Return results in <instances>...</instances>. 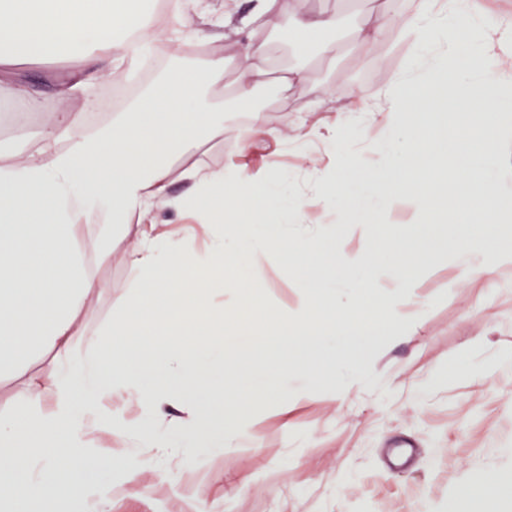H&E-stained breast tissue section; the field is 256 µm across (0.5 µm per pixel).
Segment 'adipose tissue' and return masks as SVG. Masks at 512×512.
<instances>
[{"label":"adipose tissue","mask_w":512,"mask_h":512,"mask_svg":"<svg viewBox=\"0 0 512 512\" xmlns=\"http://www.w3.org/2000/svg\"><path fill=\"white\" fill-rule=\"evenodd\" d=\"M432 2L411 0L402 16L358 29L362 47L391 30L411 40L413 67L426 78L394 76L373 105L347 91L344 111L385 113L381 159L367 194H353L363 171L349 136L334 140L323 200L358 227L369 224L376 199L408 205L410 224L483 207L494 248H480L466 233L434 244L438 253L455 250L465 274L480 279L512 264V196L484 176L498 149L496 116L471 113L475 97L496 104L512 84V18L476 15L470 0H447L442 12ZM164 15L162 23L150 18L144 0H0V40L8 43L0 65L79 56L86 71L61 93L87 100L101 78L96 58L132 67L156 45L180 51L197 40L184 0H166ZM334 25L328 16L291 14L282 34L332 55L336 46L322 35ZM223 79L222 55L177 60L110 124L90 130L75 113H60L27 155L0 168V365L14 369L24 356L50 354L31 380L29 403L0 419V504L8 512H51L58 501L82 499L87 443L109 465L135 469L127 437L156 445L146 412L163 418L179 410L177 451L185 459L236 447L254 435L251 409L315 400L344 381V369L358 370L349 353L364 342V321L395 333L417 317L413 290L428 258L412 232L381 224L355 248L341 239L325 248L291 240L288 217L306 213L307 201L283 203L277 175L257 178L243 168L188 167L182 175L193 194H169L166 159L221 121L206 92ZM417 98L426 111L410 110ZM158 202L217 228L206 251L191 250L187 236L144 230ZM104 215L134 242L126 255L129 289L120 294L74 248L76 235ZM272 250L305 270L292 315L276 319L250 283L224 285L226 271L249 270ZM103 293L111 300L108 320L78 341L80 311ZM227 293L236 313L224 311ZM228 338L240 361L265 344L279 354V370L257 381L217 375ZM510 499L512 473L489 472L459 491L448 512H494Z\"/></svg>","instance_id":"adipose-tissue-1"}]
</instances>
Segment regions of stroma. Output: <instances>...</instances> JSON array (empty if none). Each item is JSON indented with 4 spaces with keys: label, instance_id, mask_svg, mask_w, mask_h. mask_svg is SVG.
Returning <instances> with one entry per match:
<instances>
[{
    "label": "stroma",
    "instance_id": "35a3bbf8",
    "mask_svg": "<svg viewBox=\"0 0 512 512\" xmlns=\"http://www.w3.org/2000/svg\"><path fill=\"white\" fill-rule=\"evenodd\" d=\"M407 7L408 0H361L358 14L329 32V39L343 43L332 58L315 45L284 42L281 19L286 12L343 15L345 0H277L271 12L255 20L249 17V0L202 5L190 0L188 13L202 34L194 45L196 56H224V82L212 90L224 107V121L195 146L171 155L169 194L191 193V182L181 176L191 165L270 169L287 180L289 194L309 200L307 219L288 222L293 239L356 236L344 213L323 208L319 200L317 177L328 160V141L305 142L301 134L342 123L345 88L372 93L384 88L390 75L409 68L413 47L396 33L363 49L347 40L353 26L372 25ZM249 40L266 44L270 70L254 90L251 111L243 112L234 104L242 77L237 57ZM77 67L71 58L54 69L17 64L11 77L31 88L38 107L29 111L21 102H0V166L56 113H78L90 129L111 120V113L91 111L83 100L61 95L62 81ZM298 67L306 70L317 95L289 85L288 73ZM25 110L29 123L21 129L11 116ZM256 121L276 128L279 136L257 137L250 151H242L243 133ZM99 239L97 229L86 230L75 248L96 279L121 293L130 279L124 261L129 242L113 232L112 254L105 258ZM418 277V319L401 337L371 342L361 377L284 414L273 405L257 410L254 445L228 448L219 456L202 454L185 463L175 451L162 455L141 448L136 471L116 472L90 454L89 500L109 512H192L201 498L209 512H448L462 486L475 484L488 471L512 473V279L498 274L472 284L452 252ZM252 279L272 311L302 282L298 266L273 255ZM42 359L38 353L0 373V418L29 401L27 380ZM402 439L414 442L412 458L404 468L390 469L388 458Z\"/></svg>",
    "mask_w": 512,
    "mask_h": 512
}]
</instances>
